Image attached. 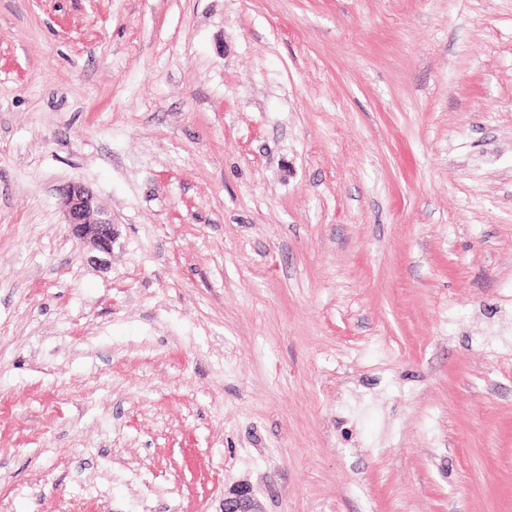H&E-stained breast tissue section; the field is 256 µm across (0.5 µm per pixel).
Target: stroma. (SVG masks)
<instances>
[{
  "label": "stroma",
  "mask_w": 512,
  "mask_h": 512,
  "mask_svg": "<svg viewBox=\"0 0 512 512\" xmlns=\"http://www.w3.org/2000/svg\"><path fill=\"white\" fill-rule=\"evenodd\" d=\"M242 481L512 512V0H0V512ZM63 203L71 234L99 252L110 253L117 233L110 218L94 217L100 212L93 192L74 183L65 191Z\"/></svg>",
  "instance_id": "1"
}]
</instances>
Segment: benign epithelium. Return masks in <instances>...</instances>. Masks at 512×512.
<instances>
[{
  "label": "benign epithelium",
  "instance_id": "obj_1",
  "mask_svg": "<svg viewBox=\"0 0 512 512\" xmlns=\"http://www.w3.org/2000/svg\"><path fill=\"white\" fill-rule=\"evenodd\" d=\"M63 203L71 234L99 252L112 251L116 231L109 218H96L99 212L93 192L80 183L65 191ZM223 512H264L252 489L239 485L224 496Z\"/></svg>",
  "mask_w": 512,
  "mask_h": 512
}]
</instances>
